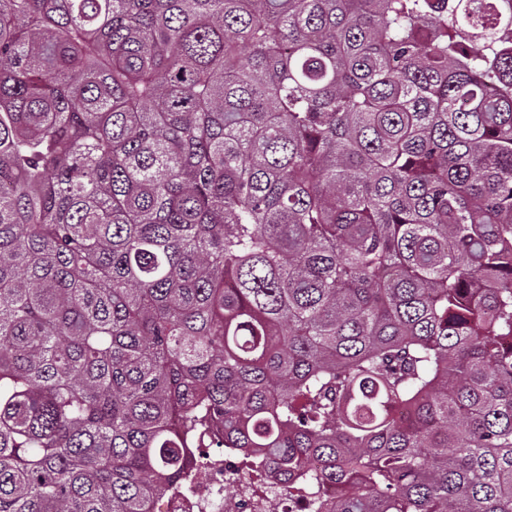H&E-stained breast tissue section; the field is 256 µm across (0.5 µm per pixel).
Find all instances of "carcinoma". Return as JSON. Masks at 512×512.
Here are the masks:
<instances>
[{"label": "carcinoma", "instance_id": "carcinoma-1", "mask_svg": "<svg viewBox=\"0 0 512 512\" xmlns=\"http://www.w3.org/2000/svg\"><path fill=\"white\" fill-rule=\"evenodd\" d=\"M198 444L512 512V0H0V512Z\"/></svg>", "mask_w": 512, "mask_h": 512}]
</instances>
